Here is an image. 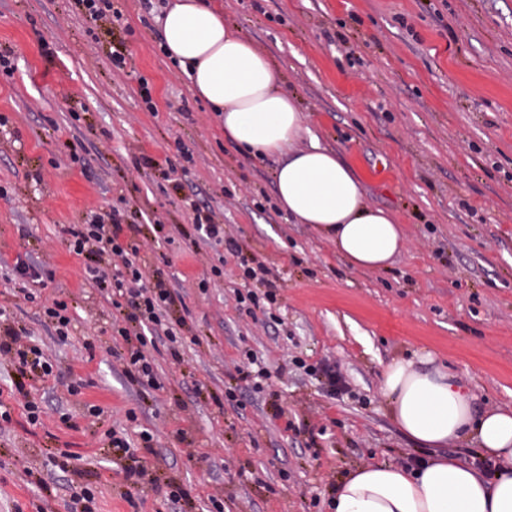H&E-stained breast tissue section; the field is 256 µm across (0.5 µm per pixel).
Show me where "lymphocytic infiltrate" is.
<instances>
[{
    "mask_svg": "<svg viewBox=\"0 0 512 512\" xmlns=\"http://www.w3.org/2000/svg\"><path fill=\"white\" fill-rule=\"evenodd\" d=\"M127 230L118 215L92 211L84 223L69 225L66 233L70 253L85 259V281L112 299L116 309L112 331L122 339L125 376L138 386L156 388L160 382L151 345L156 339H166L172 358L180 356L178 332L168 320L175 295L167 288L162 271L143 262L144 242ZM21 339V333L0 312V362L10 363L21 375L35 371L45 378L53 376L52 363L39 351L27 355L20 348Z\"/></svg>",
    "mask_w": 512,
    "mask_h": 512,
    "instance_id": "obj_1",
    "label": "lymphocytic infiltrate"
}]
</instances>
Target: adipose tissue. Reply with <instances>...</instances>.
Masks as SVG:
<instances>
[{"instance_id": "obj_1", "label": "adipose tissue", "mask_w": 512, "mask_h": 512, "mask_svg": "<svg viewBox=\"0 0 512 512\" xmlns=\"http://www.w3.org/2000/svg\"><path fill=\"white\" fill-rule=\"evenodd\" d=\"M160 24L165 55L220 113L225 140L255 156L282 157L275 190L294 223L311 225L351 268H387L405 247L402 224L369 204L351 168L319 144L268 55L231 28L212 0H169ZM430 360L393 361L381 391L398 427L431 456L409 468H356L337 485L332 512H512V408L476 412L455 375ZM470 440L490 469L439 453Z\"/></svg>"}]
</instances>
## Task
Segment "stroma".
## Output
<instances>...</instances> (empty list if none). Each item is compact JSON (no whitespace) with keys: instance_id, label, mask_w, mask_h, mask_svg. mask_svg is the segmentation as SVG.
Instances as JSON below:
<instances>
[{"instance_id":"obj_1","label":"stroma","mask_w":512,"mask_h":512,"mask_svg":"<svg viewBox=\"0 0 512 512\" xmlns=\"http://www.w3.org/2000/svg\"><path fill=\"white\" fill-rule=\"evenodd\" d=\"M225 19L266 52L321 145L363 178L370 204L393 211L407 244L383 270H356L309 225L279 208L280 157L224 139L218 117L163 54L158 5L122 0L106 31L75 0H0V260L47 265L25 299L0 278V309L54 361L11 391L0 366V512H330L336 484L366 463L402 466L426 450L392 419L387 365L431 352L477 410L512 407V0H221ZM127 59L112 67L113 50ZM148 83L155 110L142 102ZM165 162L170 178L141 163ZM210 208L237 250L191 233L185 204ZM119 212L143 258L163 266L177 301L181 358L152 356L160 389L129 384L115 353L112 301L83 277L65 229L89 209ZM271 269V307L240 311L242 259ZM224 278L200 289L212 267ZM73 306L69 336L44 324L53 298ZM256 356L262 389L237 370ZM335 372L330 392L317 367ZM80 385L69 394L68 384ZM44 415L30 425L24 402ZM102 413L85 421V404ZM135 420H128V413ZM155 468L137 492L117 479L107 433ZM185 492L179 506L167 495Z\"/></svg>"}]
</instances>
